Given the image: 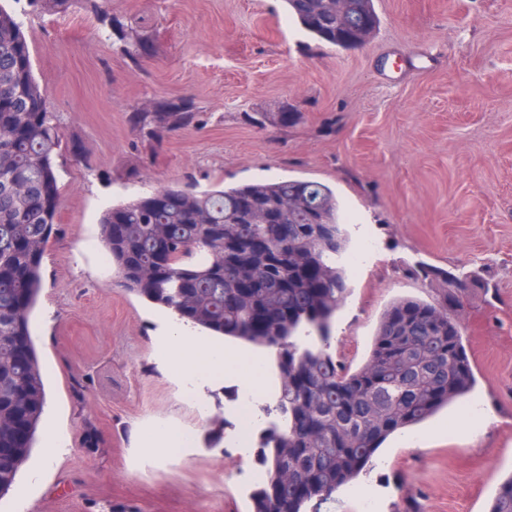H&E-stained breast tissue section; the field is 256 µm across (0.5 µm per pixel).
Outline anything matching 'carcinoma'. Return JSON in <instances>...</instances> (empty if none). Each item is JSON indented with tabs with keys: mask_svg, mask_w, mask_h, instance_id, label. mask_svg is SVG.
Masks as SVG:
<instances>
[{
	"mask_svg": "<svg viewBox=\"0 0 512 512\" xmlns=\"http://www.w3.org/2000/svg\"><path fill=\"white\" fill-rule=\"evenodd\" d=\"M289 15L321 42L347 49L380 23L374 0H286ZM133 61L148 41L102 16ZM186 98L135 110L133 130L152 139L196 120ZM57 116L33 74L18 13L0 4V496L30 458L47 393L31 332L42 261L62 203ZM100 238L128 293L209 336L269 355L274 420L254 448L263 473L249 512H308L353 485L380 446L471 392L462 312L448 296L465 280L443 277L439 298L394 300L365 363L331 351L330 329L351 293L346 256L356 245L346 210L327 185L281 179L195 191L167 187L107 209ZM228 422L210 419L208 446ZM488 512H512V475Z\"/></svg>",
	"mask_w": 512,
	"mask_h": 512,
	"instance_id": "obj_1",
	"label": "carcinoma"
}]
</instances>
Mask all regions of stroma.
I'll list each match as a JSON object with an SVG mask.
<instances>
[{
    "instance_id": "obj_1",
    "label": "stroma",
    "mask_w": 512,
    "mask_h": 512,
    "mask_svg": "<svg viewBox=\"0 0 512 512\" xmlns=\"http://www.w3.org/2000/svg\"><path fill=\"white\" fill-rule=\"evenodd\" d=\"M364 46L320 43L285 0H108L147 38L133 64L84 0L27 11L33 72L57 115L59 233L42 263L32 332L46 380L37 436L69 451L44 469L26 512H248L241 482L256 465L232 438L190 456L144 443L171 419L204 434L230 423L224 390L199 405L155 347L162 310L126 292L105 264L99 220L114 204L165 187L205 189L282 177L324 183L377 251L354 272L331 348L361 366L394 300L427 302L429 266L467 274L462 341L487 423L456 408L388 441L360 480L375 512H488L512 476V0H374ZM438 52L419 71L408 59ZM396 87H388V79ZM191 98L199 123L148 141L128 115L155 99Z\"/></svg>"
}]
</instances>
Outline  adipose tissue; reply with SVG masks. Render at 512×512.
I'll return each mask as SVG.
<instances>
[{"label":"adipose tissue","mask_w":512,"mask_h":512,"mask_svg":"<svg viewBox=\"0 0 512 512\" xmlns=\"http://www.w3.org/2000/svg\"><path fill=\"white\" fill-rule=\"evenodd\" d=\"M158 344L169 367L183 384L190 386L195 396H202L205 386L229 371L240 372L249 390L262 385V376L255 368L256 354L234 350L223 342L195 335L168 321L163 324Z\"/></svg>","instance_id":"1"}]
</instances>
